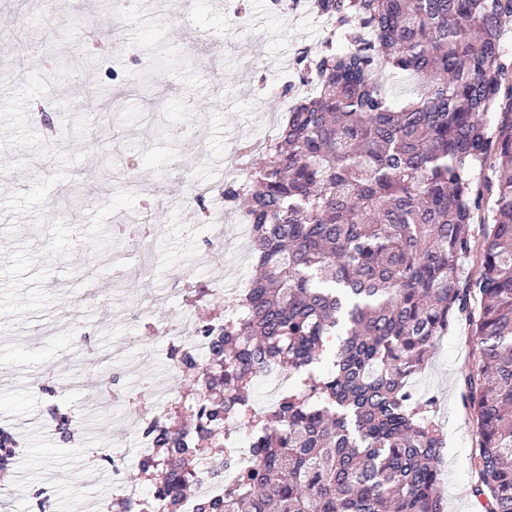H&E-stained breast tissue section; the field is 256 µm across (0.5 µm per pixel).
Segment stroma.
I'll return each mask as SVG.
<instances>
[{"instance_id": "1", "label": "stroma", "mask_w": 512, "mask_h": 512, "mask_svg": "<svg viewBox=\"0 0 512 512\" xmlns=\"http://www.w3.org/2000/svg\"><path fill=\"white\" fill-rule=\"evenodd\" d=\"M226 0H140L135 15H105L100 0L59 12L45 0H0V15L13 18L11 32L24 45L21 60L0 67V426L22 425V453L13 466L19 493L0 512H29L28 491L52 485L61 512H94L110 497L106 475L96 474L101 450L134 447L140 428L132 396L140 375L150 374L180 398L184 385L169 357L178 340L156 328L173 318L183 301L174 289L183 269L195 267L209 245L202 212L183 205L193 184L222 187L248 179L260 155L243 168L228 167L231 148L256 139L283 113L276 74L290 67L300 48L316 47L327 30L314 16L272 12L267 0H250L249 24L239 32L225 11ZM81 75L82 97L53 76L59 61ZM149 71L148 90L114 115L112 136L91 129L101 113L100 91L123 93L125 75ZM186 127L198 134L202 152L183 156L165 173L174 143L159 139L158 125ZM83 180L88 206L70 212L67 200ZM151 213L144 243L131 242L118 213ZM54 243L59 262L44 258ZM151 252L146 275L114 283L111 268L89 270L91 259L119 250L137 264L142 248ZM151 301L152 320L140 319ZM86 331L76 339L72 324ZM135 337L124 356L138 372L122 375L121 399L90 385L67 399L85 414L83 436L66 442L46 436L42 424L45 386H59L76 373L71 353L81 342L84 359L112 373L113 343ZM471 343L465 323L456 322L437 344L413 391L437 402L436 418L446 438L441 496L445 512H477L470 494V456L475 434L461 402Z\"/></svg>"}]
</instances>
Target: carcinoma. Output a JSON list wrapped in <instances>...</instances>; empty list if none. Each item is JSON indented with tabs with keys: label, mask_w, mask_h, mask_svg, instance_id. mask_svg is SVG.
Instances as JSON below:
<instances>
[{
	"label": "carcinoma",
	"mask_w": 512,
	"mask_h": 512,
	"mask_svg": "<svg viewBox=\"0 0 512 512\" xmlns=\"http://www.w3.org/2000/svg\"><path fill=\"white\" fill-rule=\"evenodd\" d=\"M333 29L296 56L294 98L248 188L221 189L250 226L258 275L210 333L206 369L154 425L139 471L159 512H183L203 462L224 478L237 431L253 462L196 512H444L445 441L409 380L466 320L462 401L471 493L512 512V0H308ZM409 75L395 103L388 78ZM476 271L461 272V260ZM179 370L193 351L171 347ZM292 381L262 414L260 374ZM16 439L0 429V486Z\"/></svg>",
	"instance_id": "carcinoma-1"
}]
</instances>
